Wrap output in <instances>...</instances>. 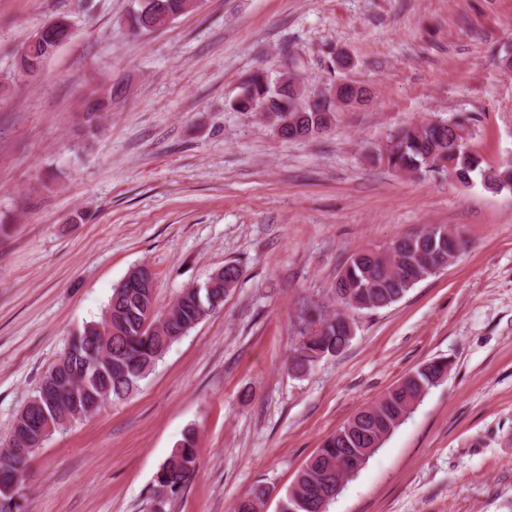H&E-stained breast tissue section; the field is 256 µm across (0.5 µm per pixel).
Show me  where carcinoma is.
<instances>
[{"label": "carcinoma", "instance_id": "1", "mask_svg": "<svg viewBox=\"0 0 512 512\" xmlns=\"http://www.w3.org/2000/svg\"><path fill=\"white\" fill-rule=\"evenodd\" d=\"M196 7V0H137L126 25L134 34L157 31ZM72 35L73 27L66 20L40 39L27 40L25 51L17 54L19 73L43 68L52 52ZM121 93V88L111 86L86 102L82 115L84 137L95 135L101 113L112 109L114 98ZM230 107L246 113L262 107L265 121L279 128L280 137L297 140L332 125L336 99L325 95L313 102L292 83L283 84L256 72ZM369 158L393 171L455 174L464 183L478 175L489 189L512 190V161L494 168L482 166L465 140H455L446 122L425 121L392 133L374 146ZM453 247L447 226L429 224L417 233L348 258L336 279L340 310L330 314L326 307L310 304L299 316V340L288 359L291 373L305 376L322 358L342 353L352 340L349 312L377 311L397 303L417 283L448 267L454 259ZM241 273L238 264H225L202 287L185 290L163 313L156 311L149 288H129L125 284L112 288L105 307L112 311L111 321L102 316L71 337L62 357L31 397L33 404L25 406L16 417L10 437L33 452L52 436V432L45 431L48 425H53V432H62L93 416L92 400L99 397L108 403L130 396L180 337L224 305V298L236 287ZM149 314L152 318L148 322ZM315 323L320 325L316 331L312 329ZM447 369L448 365L440 361L422 364L400 385L336 429L299 470L280 502L279 512H318L322 493L329 489L328 482L336 479V467L349 462L363 469L408 418V407L422 402L428 391L447 376ZM197 459L196 436L190 429L157 473L155 512H163L170 497L192 477ZM26 464L27 460L0 451V512H14L15 501L22 495L18 474ZM267 495L268 489L259 485L248 497L233 502L229 512H259Z\"/></svg>", "mask_w": 512, "mask_h": 512}]
</instances>
